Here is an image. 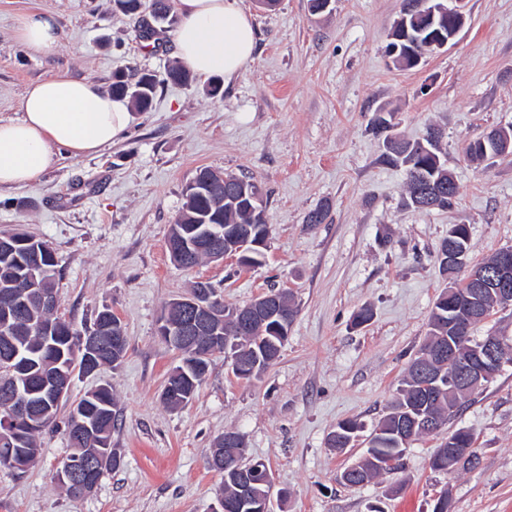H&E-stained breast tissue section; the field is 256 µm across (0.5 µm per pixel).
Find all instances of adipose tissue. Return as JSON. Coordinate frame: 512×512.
Masks as SVG:
<instances>
[{
  "instance_id": "adipose-tissue-1",
  "label": "adipose tissue",
  "mask_w": 512,
  "mask_h": 512,
  "mask_svg": "<svg viewBox=\"0 0 512 512\" xmlns=\"http://www.w3.org/2000/svg\"><path fill=\"white\" fill-rule=\"evenodd\" d=\"M180 22L171 36L180 63L203 76L232 78L252 62L255 32L239 0H177ZM17 38L32 51L53 55L61 34L47 12L24 13ZM20 118L0 120V188L37 181L56 162L98 153L123 136L132 119L127 101L88 79L55 76L29 85Z\"/></svg>"
}]
</instances>
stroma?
Here are the masks:
<instances>
[{"label": "stroma", "instance_id": "1", "mask_svg": "<svg viewBox=\"0 0 512 512\" xmlns=\"http://www.w3.org/2000/svg\"><path fill=\"white\" fill-rule=\"evenodd\" d=\"M241 5L256 54L219 94L199 76L159 85L151 109L133 113L112 146L78 158L58 150L36 183L0 190V232L29 233L56 254L62 316L82 329L110 308L129 340L118 367L73 378L69 403L38 438L37 462L21 475L0 469V512H212L222 476L208 457L228 430L287 490L273 512H431L443 490L450 512H512V361L442 430L410 442L402 470L347 486L340 475L366 444L328 446L339 422L369 430L387 412L437 295L462 280L437 260L449 226L469 225L471 263L512 247V154L488 166L464 154L468 142L512 126V0H467L455 40L411 69L387 53L402 0H332L319 14L309 0ZM30 10L55 17V54L17 41V18ZM136 27L116 0H0V119L20 117L37 80L65 75L107 90L119 71L164 75L176 62L167 31L148 42ZM378 119L410 141L441 130L459 186L452 208L407 206L405 173L383 163L371 131ZM202 167L260 187L270 226L261 265L208 260L186 270L171 259L169 226ZM316 210L323 223H309ZM198 280L229 306L285 290L297 316L259 378H236L214 355L195 397L171 408L162 391L180 356L159 322ZM364 307L372 321L353 328ZM103 383L121 409L112 445L122 461L75 499L54 480L69 453V404ZM459 429L472 434L477 465L432 472L430 455Z\"/></svg>", "mask_w": 512, "mask_h": 512}]
</instances>
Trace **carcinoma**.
<instances>
[{"mask_svg": "<svg viewBox=\"0 0 512 512\" xmlns=\"http://www.w3.org/2000/svg\"><path fill=\"white\" fill-rule=\"evenodd\" d=\"M416 0H404L401 16L407 19V25H398L392 36L410 35L408 49H413L416 40H425L432 30L441 29L448 34V22L427 25L426 21L413 20L410 9ZM185 70L172 67L164 77L156 79L144 90V95L134 102L137 109L146 111L151 108L153 97L160 82L180 80ZM372 133L383 138L385 153L383 161L404 168L406 173L407 204L417 210L446 209L453 204L458 187L451 186L452 173L442 162L440 148L441 133L435 128L427 131L423 142H408L385 134L383 123L377 122ZM231 183L226 185L218 179L204 180L194 193L185 194V203L176 222L170 225L169 240L183 247L179 266L190 269L207 257V229L211 224L224 225L225 238L232 237V231L239 230L237 238L243 239V232L250 230L252 235L267 232L269 224L261 221L255 201L259 187L250 180L234 175L229 176ZM13 234L0 235V291L13 288L17 291L29 290L27 304L16 312L0 302V321L10 320L8 335H0V350L14 349L20 356L14 365L0 363V382L9 381L15 375L25 376L35 396H40L41 374L56 372L66 374L73 367L75 351L79 349L81 333L69 321H59L42 300L48 293L57 291L59 278L58 262L54 252H42L44 241L33 239L32 244L17 245L7 249L4 244L10 242ZM470 227L467 224H452L448 228V238L440 244L438 256L445 255L448 246L458 252H469ZM469 286L460 288L449 286L436 297L430 314V332L424 349L434 352L448 349L456 343L459 336L458 320L466 312V295ZM297 311L284 302L283 313L272 318L262 330L240 333L233 322H228L226 331L218 336L205 333L198 337L197 343L206 357L198 359L194 365L175 366L165 384V390L179 391L177 399L167 398L165 402L178 406L182 401H191L205 379L206 372L199 365H210L211 356L219 352L224 358L237 357L256 368L260 375L275 363L283 348L278 328L289 330L296 318ZM128 338L117 351L105 347L96 357L95 365L100 367L111 364L125 356ZM455 372L452 365H441L429 376H420L416 363H411L403 376L398 397L391 404L390 412L380 419L367 439V448L360 460L359 467L365 477L380 473L377 462L385 457H394L401 462L407 451L402 434L414 418H429L441 424L456 414L462 405L466 393L448 389V373ZM79 405L85 406L88 417L95 421L97 435L93 438L68 440L72 452L82 448L96 447L97 440L112 442V432L117 426L119 409L112 395V388L105 384L87 392ZM59 405L50 397L39 407L40 418H33V424L22 429L20 440L14 447H0V454H12L17 462L18 473L22 474L32 465L40 454L36 437L51 428L49 421L56 417ZM361 426L352 420H345L336 426L329 437V447L341 449L346 442L358 436ZM473 437L466 431H456L448 436V442L438 448L430 457V468L435 472L452 473L456 469L475 462ZM456 448H468L466 455L454 452ZM224 495L229 503V512H262L267 497L266 488L260 484V476H252L250 490L239 497V474L224 471Z\"/></svg>", "mask_w": 512, "mask_h": 512, "instance_id": "carcinoma-1", "label": "carcinoma"}]
</instances>
